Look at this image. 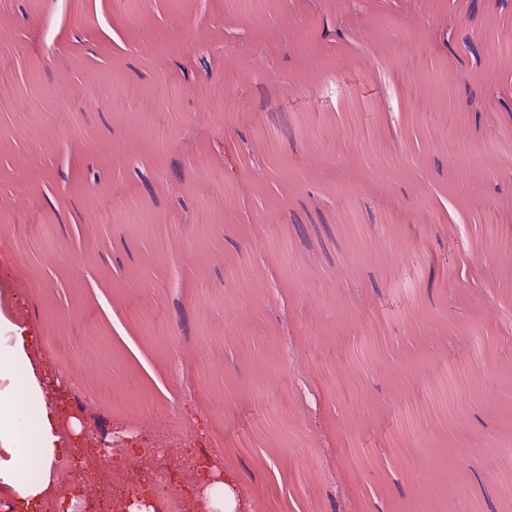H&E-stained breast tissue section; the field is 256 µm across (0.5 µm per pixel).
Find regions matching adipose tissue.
Segmentation results:
<instances>
[{"mask_svg": "<svg viewBox=\"0 0 512 512\" xmlns=\"http://www.w3.org/2000/svg\"><path fill=\"white\" fill-rule=\"evenodd\" d=\"M39 342L0 314V491L16 512H37L53 496L56 464L71 452L35 361Z\"/></svg>", "mask_w": 512, "mask_h": 512, "instance_id": "ef3b65f1", "label": "adipose tissue"}]
</instances>
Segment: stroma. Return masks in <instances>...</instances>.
<instances>
[{
	"instance_id": "1",
	"label": "stroma",
	"mask_w": 512,
	"mask_h": 512,
	"mask_svg": "<svg viewBox=\"0 0 512 512\" xmlns=\"http://www.w3.org/2000/svg\"><path fill=\"white\" fill-rule=\"evenodd\" d=\"M0 313L121 505L512 512V0H0ZM172 439L165 437L159 448L144 449L142 457L146 463L144 468L150 474L141 482L133 486V494L150 492L156 499L159 509L162 512H195V500L182 489L173 487L169 480V473L179 470L188 462L178 456L175 449L171 448ZM109 446L104 453L98 450L88 451L87 448H75L76 452L84 454L94 462V468L89 471L91 481L88 486L92 491L90 499L97 504H101L112 484L120 481L112 471V457L115 453L121 452L122 448L118 445L112 448V444ZM211 493V507L220 509L221 512H235L238 503L231 485L227 482H219L207 488Z\"/></svg>"
}]
</instances>
